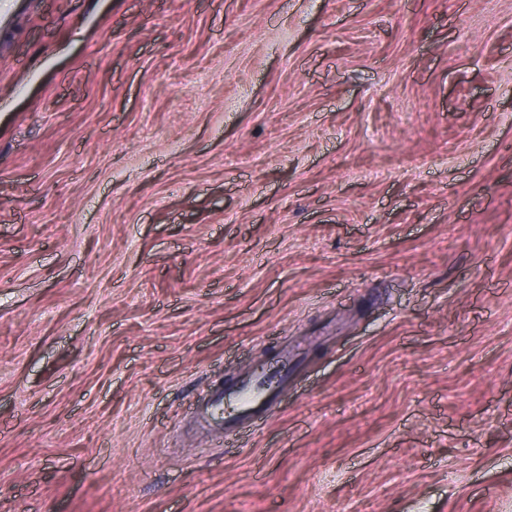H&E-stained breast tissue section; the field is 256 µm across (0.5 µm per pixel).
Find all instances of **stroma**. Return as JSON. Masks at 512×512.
Instances as JSON below:
<instances>
[{"label": "stroma", "instance_id": "obj_1", "mask_svg": "<svg viewBox=\"0 0 512 512\" xmlns=\"http://www.w3.org/2000/svg\"><path fill=\"white\" fill-rule=\"evenodd\" d=\"M0 6V512H512V0ZM275 366L261 367L253 372L248 380L233 384L214 401V403L201 412L203 419L209 414L218 417L224 404V429L230 432L243 421H252L266 414L272 401L280 391L288 386L291 373L299 362L288 359V355L281 358Z\"/></svg>", "mask_w": 512, "mask_h": 512}]
</instances>
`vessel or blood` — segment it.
<instances>
[{"instance_id": "1", "label": "vessel or blood", "mask_w": 512, "mask_h": 512, "mask_svg": "<svg viewBox=\"0 0 512 512\" xmlns=\"http://www.w3.org/2000/svg\"><path fill=\"white\" fill-rule=\"evenodd\" d=\"M296 361L281 358L279 364L253 372L249 379L240 381L221 393L210 406V416H223L225 431H232L243 421H251L266 414L272 401L287 387Z\"/></svg>"}]
</instances>
